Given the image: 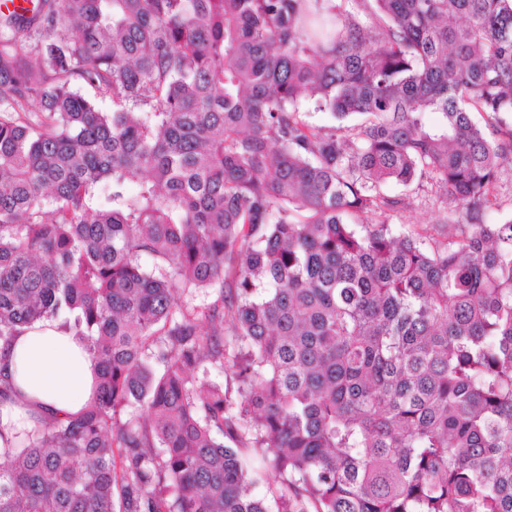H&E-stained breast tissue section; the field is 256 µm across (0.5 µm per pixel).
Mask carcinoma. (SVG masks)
I'll return each mask as SVG.
<instances>
[{
	"mask_svg": "<svg viewBox=\"0 0 512 512\" xmlns=\"http://www.w3.org/2000/svg\"><path fill=\"white\" fill-rule=\"evenodd\" d=\"M511 160L512 0L9 12L0 345L61 317L99 384L6 450L0 512H269L260 452L278 512H512V219L486 221ZM430 175L461 234L364 223ZM254 482L251 486L252 494L268 502L272 512L277 511L275 499L281 488V478L270 467L268 460H263L261 456L250 457L247 461Z\"/></svg>",
	"mask_w": 512,
	"mask_h": 512,
	"instance_id": "carcinoma-1",
	"label": "carcinoma"
}]
</instances>
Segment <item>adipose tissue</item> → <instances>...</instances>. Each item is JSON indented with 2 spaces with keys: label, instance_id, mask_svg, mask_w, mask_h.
<instances>
[{
  "label": "adipose tissue",
  "instance_id": "adipose-tissue-1",
  "mask_svg": "<svg viewBox=\"0 0 512 512\" xmlns=\"http://www.w3.org/2000/svg\"><path fill=\"white\" fill-rule=\"evenodd\" d=\"M0 373L10 386L0 396V451L14 436L52 419L78 416L95 393L96 369L87 345L39 322L0 348Z\"/></svg>",
  "mask_w": 512,
  "mask_h": 512
}]
</instances>
